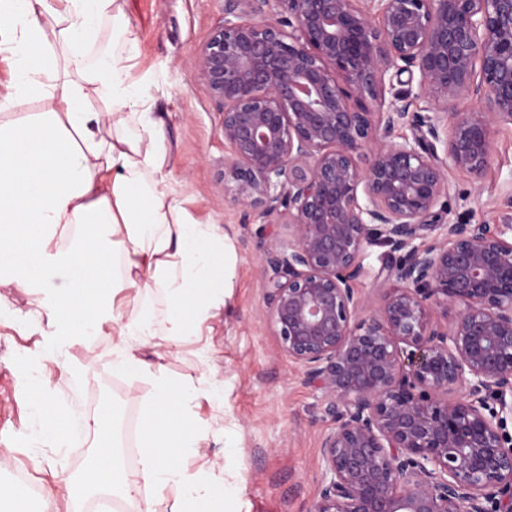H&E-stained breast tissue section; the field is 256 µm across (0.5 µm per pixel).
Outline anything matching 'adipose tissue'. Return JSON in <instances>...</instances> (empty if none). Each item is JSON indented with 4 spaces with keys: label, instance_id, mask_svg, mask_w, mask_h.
Returning a JSON list of instances; mask_svg holds the SVG:
<instances>
[{
    "label": "adipose tissue",
    "instance_id": "1",
    "mask_svg": "<svg viewBox=\"0 0 512 512\" xmlns=\"http://www.w3.org/2000/svg\"><path fill=\"white\" fill-rule=\"evenodd\" d=\"M106 20L112 48L89 59ZM135 41L118 0H0V53L13 64L0 94V288H40L48 271L66 269L68 288L37 302L45 335L95 336L112 324L121 335L113 367L151 376L137 467L125 465L114 421L101 414L91 424L92 476L64 479L68 501L108 489L142 500L137 512H228L229 471L188 463L211 437L235 444L191 409L201 398L223 402V382L175 383L136 355L159 336L174 346L201 336L226 305L234 251L175 196L165 120L130 78ZM98 92L100 111L91 105ZM35 98L49 110L14 116ZM127 288L161 291L164 316L144 305L104 310L107 293Z\"/></svg>",
    "mask_w": 512,
    "mask_h": 512
}]
</instances>
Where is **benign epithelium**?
Returning a JSON list of instances; mask_svg holds the SVG:
<instances>
[{
    "mask_svg": "<svg viewBox=\"0 0 512 512\" xmlns=\"http://www.w3.org/2000/svg\"><path fill=\"white\" fill-rule=\"evenodd\" d=\"M192 66L235 204L288 226L268 319L335 422L313 512H512V217L440 222L448 170L480 182L512 125V0H224Z\"/></svg>",
    "mask_w": 512,
    "mask_h": 512,
    "instance_id": "obj_1",
    "label": "benign epithelium"
}]
</instances>
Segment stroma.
Here are the masks:
<instances>
[{"label":"stroma","instance_id":"stroma-1","mask_svg":"<svg viewBox=\"0 0 512 512\" xmlns=\"http://www.w3.org/2000/svg\"><path fill=\"white\" fill-rule=\"evenodd\" d=\"M136 35L132 77L141 82L155 111L165 113L172 145L171 180L187 211L213 224L232 242L237 262L227 306L202 342L211 357L201 363L199 343L176 348L144 346L140 357L152 372L177 382L215 372L224 382V406L201 399L197 418L222 417L237 449L208 442L204 460L239 472L237 512H311L324 470L320 442L333 426L320 390L281 351L267 318L264 273L266 250L288 236L283 224H270L233 202L234 185L224 180V113L188 61L224 18V0H120ZM493 153L480 184L452 170L453 218L501 223L512 196V126L494 127ZM9 302L0 315V486L26 471L32 485L31 512H41L43 497L54 493L53 512H101L98 496L71 504L57 495L59 482L88 473L95 437L86 428L72 431L57 445L35 433V401L45 413L61 409L81 419L98 416L111 404L115 432L137 425L140 400L150 389L147 377L127 376L112 367L117 331L79 340L50 355L42 328L34 320L35 297L18 288L0 292Z\"/></svg>","mask_w":512,"mask_h":512}]
</instances>
